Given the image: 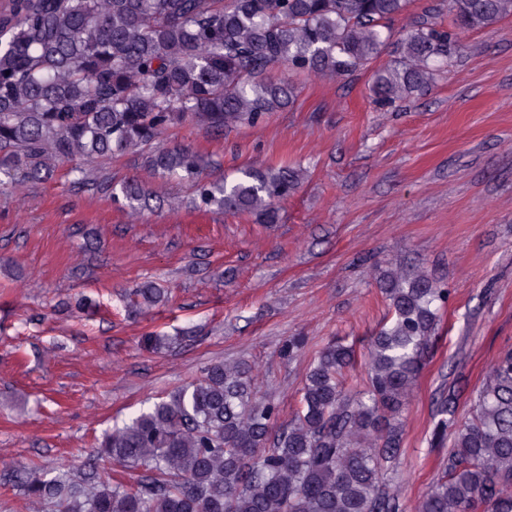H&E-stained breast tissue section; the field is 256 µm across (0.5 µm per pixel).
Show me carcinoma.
Returning a JSON list of instances; mask_svg holds the SVG:
<instances>
[{
	"mask_svg": "<svg viewBox=\"0 0 512 512\" xmlns=\"http://www.w3.org/2000/svg\"><path fill=\"white\" fill-rule=\"evenodd\" d=\"M411 0H0V188L53 176L72 162L74 187L91 165L151 145L170 127L213 133L254 126L294 105L293 76L342 80L387 44L392 59L370 93L388 112L433 85L460 51L459 33L512 16V0H438L412 30L392 23ZM281 68V78L268 77ZM155 174L193 183L199 204L276 224L278 203L303 171L246 168L231 181L201 176L182 146L148 152ZM133 212L150 206L143 182L110 186ZM389 323L367 344V386L350 393L354 351L331 341L310 365L299 408L277 425L245 362L139 410L99 442L92 462L32 477L26 492L52 512H403L385 471L401 452L406 401L434 343L448 289L421 270L379 272ZM459 388L441 395L439 429L453 431L442 477L417 512H512V350L456 419ZM139 474L129 484L112 468Z\"/></svg>",
	"mask_w": 512,
	"mask_h": 512,
	"instance_id": "obj_1",
	"label": "carcinoma"
}]
</instances>
